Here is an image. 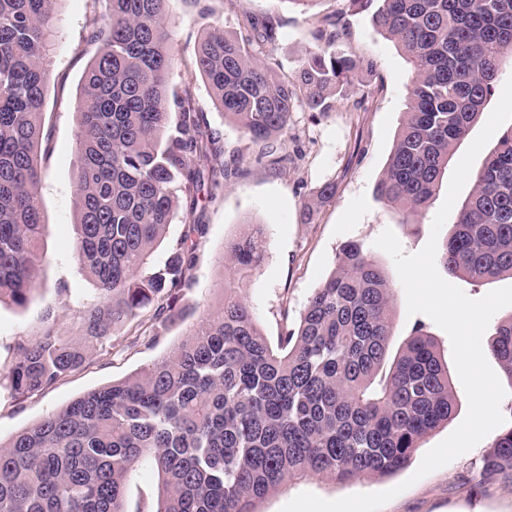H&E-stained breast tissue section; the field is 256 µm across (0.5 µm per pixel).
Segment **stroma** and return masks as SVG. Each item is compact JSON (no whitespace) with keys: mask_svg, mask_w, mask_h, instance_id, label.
Masks as SVG:
<instances>
[{"mask_svg":"<svg viewBox=\"0 0 512 512\" xmlns=\"http://www.w3.org/2000/svg\"><path fill=\"white\" fill-rule=\"evenodd\" d=\"M213 12L199 18L193 0H172L171 27L175 61L172 87L193 81L199 107L209 125L224 140L226 152H238L241 171L224 185L217 199L204 203L200 221L205 234L198 250L195 284L183 305L184 323L157 336L149 345L129 346L126 332L114 334L107 353L93 357L43 393L15 399L6 380H0V438L9 439L48 412L82 394L124 379L166 355L184 337L187 325L200 320L204 310L218 306L228 283L224 273L226 243L239 235L247 222L264 228L265 253L260 265L244 274L235 286L252 307L270 345H277L285 329H297L300 316L315 288L334 269L341 248L356 242L368 251L394 284L392 347H400L416 326H423L444 357H451L449 336L428 316L408 315L405 292L391 257L377 248L375 239L392 229L405 253L413 254L427 243L432 222L447 190L439 188L423 215L403 223L402 215L375 194L406 104L410 67L404 54L374 26L370 12H344L345 0H317L309 10L292 0H238L235 10H225L221 0H207ZM104 0H58L59 32L50 54L53 73L43 109V134L47 139L40 184L46 227L40 288L30 302L18 307L0 303V363L8 362L21 339L40 334L46 312H53L56 327L66 337L79 333V302L93 300V284L73 255L74 179L77 126L74 102L82 75L96 51L87 40L92 11H104ZM343 12L346 34L340 42L345 53L372 60V72L360 73L348 89L365 96L359 112L339 106L326 117L305 109L294 112L285 148L301 151L303 158L282 170L257 164L258 146L243 138L236 127L214 107L206 85L193 77L199 31L208 23L233 31L246 17L274 18L279 40L274 58L286 73H293L305 47L313 43L317 19ZM336 184L332 199L318 206L310 222L300 217L302 203L310 201L325 181ZM468 409L465 391L448 423L428 435L408 467L386 477H367L340 484L323 475H307L282 485L258 503V512H280L293 497L311 492L334 500L355 493L378 492L402 486L403 491L382 512H512V471L506 470L472 488L481 461L490 451L484 438L471 451L426 475L411 476L425 451L444 440L463 421ZM160 479L149 465H141L127 484L129 512H153Z\"/></svg>","mask_w":512,"mask_h":512,"instance_id":"stroma-1","label":"stroma"}]
</instances>
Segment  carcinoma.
<instances>
[{
	"instance_id": "cac0c4a2",
	"label": "carcinoma",
	"mask_w": 512,
	"mask_h": 512,
	"mask_svg": "<svg viewBox=\"0 0 512 512\" xmlns=\"http://www.w3.org/2000/svg\"><path fill=\"white\" fill-rule=\"evenodd\" d=\"M56 0H0V301L27 304L44 259L39 185L48 51ZM92 12L87 65L76 106L74 257L96 287L80 335L49 321L18 344L5 366L15 398L46 391L103 351L112 335L146 317L184 321L202 225L149 262L185 200L200 202L239 172L207 129L193 88L170 91L171 0H107ZM372 10L375 26L411 68L407 111L378 197L417 217L435 195L453 149L481 115L503 65L512 63V0H346ZM279 25L247 19L237 33L206 26L195 70L214 106L262 147L272 169L301 157L273 146L292 112L326 115L373 63L336 49L342 16H325L292 74L271 61ZM256 223L225 246V271L262 261ZM441 262L474 282L512 278V128L473 175V190L446 238ZM394 287L360 245L348 243L313 292L299 327L274 349L247 301L224 289L169 354L141 372L92 390L0 441V512H128L126 486L151 464L161 479L152 512H257L256 504L308 474L338 483L389 476L455 408L454 375L421 327L389 353ZM490 350L512 389V314ZM512 469V427L482 473Z\"/></svg>"
}]
</instances>
